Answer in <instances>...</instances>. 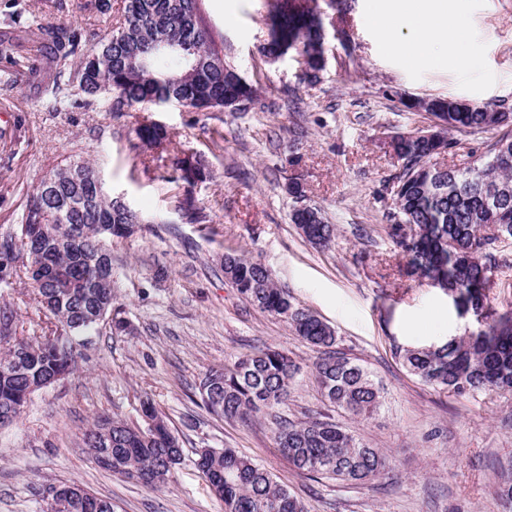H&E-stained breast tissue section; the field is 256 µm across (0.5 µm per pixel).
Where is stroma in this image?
<instances>
[{
	"instance_id": "stroma-1",
	"label": "stroma",
	"mask_w": 512,
	"mask_h": 512,
	"mask_svg": "<svg viewBox=\"0 0 512 512\" xmlns=\"http://www.w3.org/2000/svg\"><path fill=\"white\" fill-rule=\"evenodd\" d=\"M82 0H0V44H24L27 55L0 53V233L13 229L26 194L63 157L95 163L107 189L160 224L147 223L113 239L115 307L129 322L102 323L65 380L33 393L19 417L0 428V512H41L53 486L73 482L112 500L116 512H224L193 464L200 448H233L251 457L308 512H512L497 495L501 466L512 461V393L457 395L408 373L397 348L439 344L476 330L447 295L409 273L388 234L386 214L401 164L386 151L382 130L428 128L407 99L447 97L512 107V0H450L448 10L470 33L476 62L459 64L434 50L419 61L384 51L370 16L384 0H348L349 40L325 21L326 65L321 81L300 79L291 53L270 63L258 46L266 37L270 0H203L217 42L240 73L262 88L263 105L246 112H190L169 105L152 112L171 133L167 149L148 150L135 134L140 110L120 114L99 106L69 112L42 107L30 74L37 63L33 30L5 25L14 8L60 25L79 23L107 34L116 16L90 17ZM512 126L454 132L442 164L466 165ZM202 155L213 171L193 196L213 217L189 224L173 204L170 159ZM299 182L303 200L288 195ZM321 208L336 226L328 248L306 242L290 221L298 204ZM246 252L266 266L294 302L330 325L336 347L370 372L381 405L364 419L331 410L313 377L320 353L295 336L283 318L251 305L224 277L222 258ZM16 316L20 334L39 336L50 323L29 286L0 284V303ZM279 349L298 365L277 414L300 419L331 414L341 426L388 457L385 475L361 485L294 470L275 442L271 416L227 420L210 413L196 393L211 368L233 364L258 348ZM152 398L183 447V462L166 486L150 488L99 467L82 446L94 417L140 422V402Z\"/></svg>"
}]
</instances>
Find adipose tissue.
I'll use <instances>...</instances> for the list:
<instances>
[{
	"mask_svg": "<svg viewBox=\"0 0 512 512\" xmlns=\"http://www.w3.org/2000/svg\"><path fill=\"white\" fill-rule=\"evenodd\" d=\"M382 49L411 60L423 58L430 45L445 42L447 51L468 61V35L448 15L443 0H391L371 18Z\"/></svg>",
	"mask_w": 512,
	"mask_h": 512,
	"instance_id": "obj_1",
	"label": "adipose tissue"
}]
</instances>
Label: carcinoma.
Returning a JSON list of instances; mask_svg holds the SVG:
<instances>
[{"instance_id": "obj_1", "label": "carcinoma", "mask_w": 512, "mask_h": 512, "mask_svg": "<svg viewBox=\"0 0 512 512\" xmlns=\"http://www.w3.org/2000/svg\"><path fill=\"white\" fill-rule=\"evenodd\" d=\"M82 10L104 16L111 0H84ZM268 38L259 49L270 61L290 52L302 57L303 82L315 86L324 69V23L318 0H273L266 17ZM40 43L50 49V66L42 84L52 112L81 109L97 102L107 112L143 111L177 104L193 112H238L239 95L260 103L258 86L226 60L202 13V0H122L118 27L97 37L80 25L36 23ZM443 122L439 141L408 136L395 156L402 162L388 213V233L409 257L412 274L439 279L458 309L486 315L485 288L497 267L501 244H512V138H501L487 154L463 169L430 163L438 149L451 145L454 131H486L512 124V110L497 104H467L454 99H418L406 105ZM137 138L163 149L171 135L155 122L139 126ZM172 181L185 188L177 210L192 224L211 222L190 189L212 177L206 160L184 154L172 160ZM98 166L64 159L48 169L27 194L16 232L0 241V282L25 280L33 288L39 311L55 322L44 336H19L0 345V418L15 420L26 403L28 383L55 371L59 345L67 341L70 370H75L85 337L112 315V283L100 282L95 265L110 252L112 238L149 219L98 184ZM291 222L318 247L329 245L336 230L321 211L304 205ZM112 226V237L99 225ZM224 277L252 305L285 319L294 334L317 348L314 377L329 406L365 416L380 406V391L368 371L336 348L334 330L293 302L270 271L243 254L227 253ZM403 367L425 383L462 394L476 389L512 392V309L465 333L447 347L399 350ZM224 409L219 416L247 420L274 411L288 396L297 366L282 351L266 348L222 367ZM275 441L298 472L325 475L352 485L363 484L386 470L387 456L358 441L322 414L301 420L275 416ZM86 453L114 475L160 487L173 477L183 449L167 426L152 431L107 416L96 417L83 433ZM205 477L224 479V512H307L305 505L252 458L233 448L214 456L197 455ZM65 512H115L112 501L70 483Z\"/></svg>"}]
</instances>
